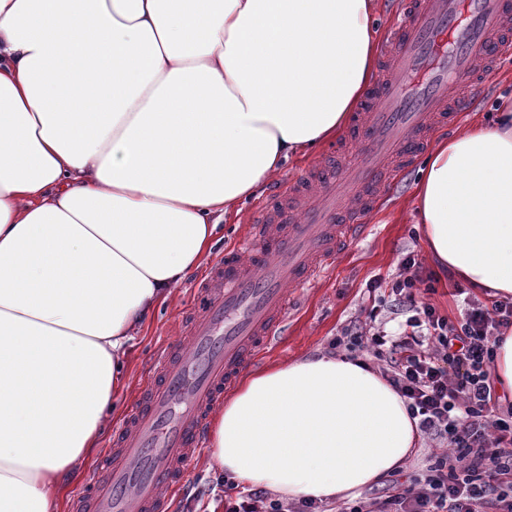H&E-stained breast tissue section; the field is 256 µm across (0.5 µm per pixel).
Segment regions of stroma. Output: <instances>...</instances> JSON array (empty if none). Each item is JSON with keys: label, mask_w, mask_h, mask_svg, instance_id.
Masks as SVG:
<instances>
[{"label": "stroma", "mask_w": 512, "mask_h": 512, "mask_svg": "<svg viewBox=\"0 0 512 512\" xmlns=\"http://www.w3.org/2000/svg\"><path fill=\"white\" fill-rule=\"evenodd\" d=\"M476 98L478 103L468 112L465 124L488 116L501 99L512 98V62L502 67L494 82L481 87ZM417 177V167H410L387 190L380 207L370 218L366 236L353 243L335 267L292 305L282 333L276 343L264 351L261 365L328 351L330 340L356 316L368 281L395 276L406 246H414L418 254H425L423 231L414 208ZM271 198V189L264 190L259 196L246 200L241 213L225 217L224 232L214 245L211 261L223 258L225 248L242 243L251 211ZM201 277L198 271L189 275L129 343L125 354V380L113 397L115 410L106 423L107 430L89 462L90 467L101 466L106 461L112 443L111 431L121 423L135 400L158 345L178 339L181 313Z\"/></svg>", "instance_id": "stroma-1"}]
</instances>
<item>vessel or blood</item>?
I'll return each mask as SVG.
<instances>
[{
  "mask_svg": "<svg viewBox=\"0 0 512 512\" xmlns=\"http://www.w3.org/2000/svg\"><path fill=\"white\" fill-rule=\"evenodd\" d=\"M512 58V0H402L381 44L372 87L340 147L259 208L244 248L211 266L186 312L190 353L165 344L112 433L109 473L92 470L71 512H172L168 496L203 452L224 392L258 362L291 303L367 231L382 193L443 128L460 125L473 96Z\"/></svg>",
  "mask_w": 512,
  "mask_h": 512,
  "instance_id": "obj_1",
  "label": "vessel or blood"
}]
</instances>
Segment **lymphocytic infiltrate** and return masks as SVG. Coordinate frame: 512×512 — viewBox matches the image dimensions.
Listing matches in <instances>:
<instances>
[{
	"label": "lymphocytic infiltrate",
	"mask_w": 512,
	"mask_h": 512,
	"mask_svg": "<svg viewBox=\"0 0 512 512\" xmlns=\"http://www.w3.org/2000/svg\"><path fill=\"white\" fill-rule=\"evenodd\" d=\"M400 267L395 278L367 283L357 316L331 346L373 357L406 399L426 454L420 470L331 512H512V409L501 410L492 373L497 345L512 331V298L486 305L465 297L452 319L429 302L435 280L421 275L415 250ZM397 315L398 330L387 331ZM223 487L224 512H330L230 480Z\"/></svg>",
	"instance_id": "1"
}]
</instances>
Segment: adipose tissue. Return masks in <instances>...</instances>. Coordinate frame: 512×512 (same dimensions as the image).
Returning <instances> with one entry per match:
<instances>
[{"instance_id": "1", "label": "adipose tissue", "mask_w": 512, "mask_h": 512, "mask_svg": "<svg viewBox=\"0 0 512 512\" xmlns=\"http://www.w3.org/2000/svg\"><path fill=\"white\" fill-rule=\"evenodd\" d=\"M374 0H0V512H58L98 446L123 347L224 215L347 125ZM416 206L432 259L512 298V104L440 140ZM231 480L357 497L416 448L364 362L248 374L211 432Z\"/></svg>"}]
</instances>
